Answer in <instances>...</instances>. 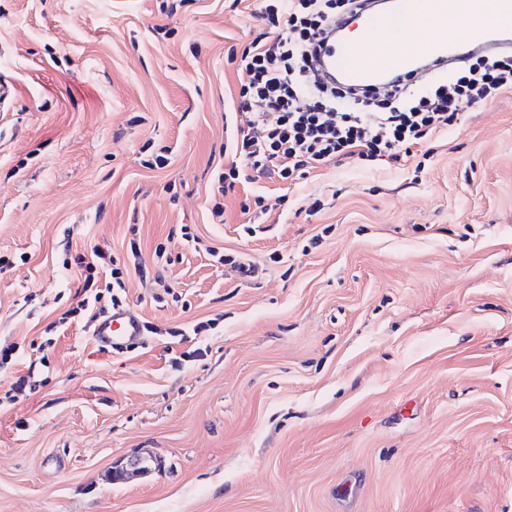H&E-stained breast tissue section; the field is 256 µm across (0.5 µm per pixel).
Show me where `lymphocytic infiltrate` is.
I'll return each mask as SVG.
<instances>
[{
	"instance_id": "lymphocytic-infiltrate-1",
	"label": "lymphocytic infiltrate",
	"mask_w": 512,
	"mask_h": 512,
	"mask_svg": "<svg viewBox=\"0 0 512 512\" xmlns=\"http://www.w3.org/2000/svg\"><path fill=\"white\" fill-rule=\"evenodd\" d=\"M358 0H260L255 17L267 21L237 61L239 108L245 124L232 135V160L214 183L213 223L225 221L223 196L237 184L277 176L289 181L310 170L348 160L400 165L414 148L448 129L464 106L495 99L512 89V55H475L457 69L453 82L417 94L404 87L384 96L357 95L324 81L316 68L318 36L340 15L352 14ZM75 308L60 317L68 323L83 314L86 323L122 303L121 292L141 261L117 265L93 247L76 254Z\"/></svg>"
}]
</instances>
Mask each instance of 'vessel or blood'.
I'll return each instance as SVG.
<instances>
[{
    "mask_svg": "<svg viewBox=\"0 0 512 512\" xmlns=\"http://www.w3.org/2000/svg\"><path fill=\"white\" fill-rule=\"evenodd\" d=\"M471 12H455L453 0H394L391 11L366 7L354 20L339 19L331 27L318 67L324 79L356 92L388 88L400 77L421 78L467 56L512 48V0H472ZM495 21H488L487 13ZM416 21L424 40L409 53L381 52L372 37L391 24ZM97 343L120 346L142 339L145 331L137 312L116 308L93 326Z\"/></svg>",
    "mask_w": 512,
    "mask_h": 512,
    "instance_id": "1",
    "label": "vessel or blood"
}]
</instances>
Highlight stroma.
I'll return each mask as SVG.
<instances>
[{"mask_svg":"<svg viewBox=\"0 0 512 512\" xmlns=\"http://www.w3.org/2000/svg\"><path fill=\"white\" fill-rule=\"evenodd\" d=\"M256 7L0 0V397L36 379L0 406V512H512V92L401 166L237 185L214 224ZM257 193L285 202L251 224ZM133 240L157 334L59 324L65 250ZM153 465H158V461L151 456H135L129 459L125 464L122 462L114 467L111 478L113 481L125 480L134 473H147Z\"/></svg>","mask_w":512,"mask_h":512,"instance_id":"obj_1","label":"stroma"}]
</instances>
